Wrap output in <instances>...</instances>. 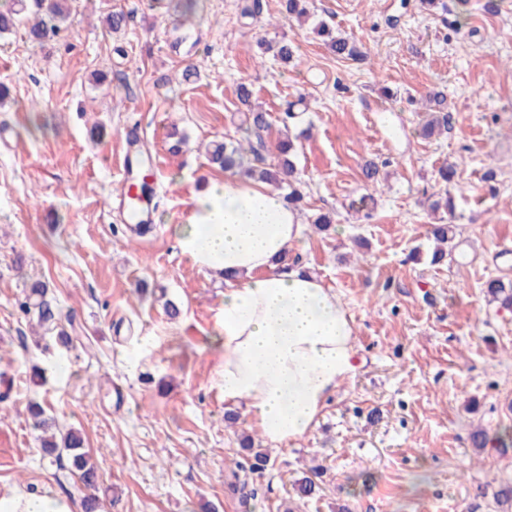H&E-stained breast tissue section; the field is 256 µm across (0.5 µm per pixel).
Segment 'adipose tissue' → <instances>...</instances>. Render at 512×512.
<instances>
[{
  "label": "adipose tissue",
  "instance_id": "1",
  "mask_svg": "<svg viewBox=\"0 0 512 512\" xmlns=\"http://www.w3.org/2000/svg\"><path fill=\"white\" fill-rule=\"evenodd\" d=\"M305 230L300 210L277 191L231 174L200 180L174 227L181 253L224 281L212 338L223 357L224 401L245 408L274 447L302 439L357 370L355 329L341 298L283 260Z\"/></svg>",
  "mask_w": 512,
  "mask_h": 512
}]
</instances>
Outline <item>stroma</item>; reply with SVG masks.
I'll return each mask as SVG.
<instances>
[{
	"mask_svg": "<svg viewBox=\"0 0 512 512\" xmlns=\"http://www.w3.org/2000/svg\"><path fill=\"white\" fill-rule=\"evenodd\" d=\"M68 0L55 41L0 37V501L62 496L27 407L81 429L99 467L104 512H512V310L486 280H512V0H310L284 19L278 0ZM127 22L107 32L104 18ZM361 48L336 59L314 25ZM285 40L289 63L260 54ZM194 71L183 79L185 68ZM269 113L264 156L299 136L309 227L290 258L320 276L351 316L360 367L313 428L240 470L245 409L229 423L222 355L210 345L224 282L173 236L196 179L222 177L206 145L236 134L238 84ZM443 92L453 128L422 138L428 98ZM295 116L284 119L287 103ZM157 186V221L131 238L111 202L130 150ZM381 166L377 181L362 167ZM459 164L454 212L439 168ZM497 177L485 179L487 169ZM336 222L312 227L318 212ZM455 225L451 256L430 264L432 224ZM42 280L70 347L38 346L17 302ZM180 309L169 319L165 300ZM490 439L474 448L470 434ZM312 477L315 492L295 484ZM485 296L490 303H496L499 308H512V281L501 278H492L484 286Z\"/></svg>",
	"mask_w": 512,
	"mask_h": 512,
	"instance_id": "stroma-1",
	"label": "stroma"
}]
</instances>
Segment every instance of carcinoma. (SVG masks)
I'll list each match as a JSON object with an SVG mask.
<instances>
[{"label":"carcinoma","mask_w":512,"mask_h":512,"mask_svg":"<svg viewBox=\"0 0 512 512\" xmlns=\"http://www.w3.org/2000/svg\"><path fill=\"white\" fill-rule=\"evenodd\" d=\"M20 0H0V36L12 32L20 24H25L31 41L43 43L59 32L58 22L63 20L66 0H51L44 4L43 0H31L30 10L22 13L16 8ZM281 13L288 18L302 17L309 14L307 0H281ZM317 34L325 37L324 45L340 60H356L363 56L362 51L349 38L333 30L324 23L316 25ZM258 45L273 52V57L283 63L290 62L295 54V47L280 41L270 44L264 40ZM251 90L241 84L237 89L239 102L248 107L239 129L252 135L257 142H262L263 133L268 131L270 124L268 114L250 107ZM448 129V113L435 111L427 113V120L421 132L429 137L437 131ZM296 146L291 139L282 140L277 153L266 159L255 146L244 148L242 142L230 136L212 144L207 154L208 163L224 171L238 172L243 176H258L264 182L287 190L285 199L297 206L302 201L301 193L294 187ZM431 235L436 242L431 261L442 262L453 251L454 231L450 224H435ZM485 296L488 302L495 303L502 309L512 308V281L492 278L486 281ZM48 287L35 281L31 283L29 293L19 304L21 313L36 319L37 325L47 331L57 329L55 308L46 300ZM35 429L42 431L41 451L43 458L59 470H64L73 480L71 488L65 489L69 498L80 496L84 512H101L99 499L95 495L98 486V468L92 462L88 450L85 449V438L78 430H70L58 436L52 432V419L44 416L38 407L30 408Z\"/></svg>","instance_id":"cac0c4a2"}]
</instances>
